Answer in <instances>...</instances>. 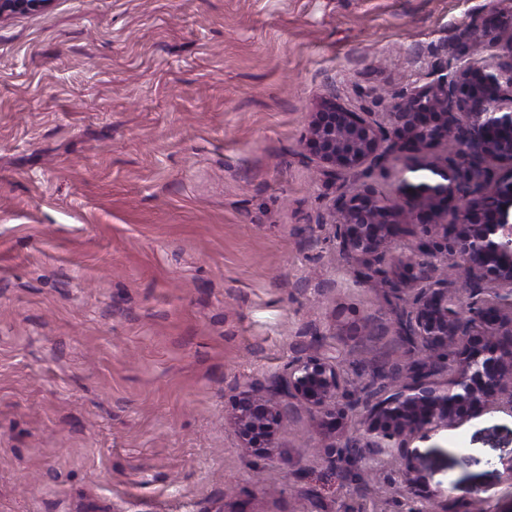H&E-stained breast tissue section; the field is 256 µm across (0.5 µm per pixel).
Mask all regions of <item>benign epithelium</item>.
<instances>
[{"instance_id": "benign-epithelium-1", "label": "benign epithelium", "mask_w": 512, "mask_h": 512, "mask_svg": "<svg viewBox=\"0 0 512 512\" xmlns=\"http://www.w3.org/2000/svg\"><path fill=\"white\" fill-rule=\"evenodd\" d=\"M53 0H0V22L43 11ZM489 52L478 56V50ZM434 65L391 94L388 125L351 109L334 90L310 112L305 147L324 174L357 177L394 153L415 155L428 178H403L390 198L358 185L332 207L339 253L374 272L398 301L395 316L407 358L377 370L360 395L348 389L337 357L318 351L288 362L269 384L247 386L233 405L242 447L270 456L288 409H302L340 448L348 471L388 455L407 497H437L413 447L472 413L512 408V11L493 4L472 15ZM452 140L453 157L429 152ZM412 240L410 250L398 243ZM483 296L466 317L461 291ZM456 484L430 512H477L483 489L459 496Z\"/></svg>"}]
</instances>
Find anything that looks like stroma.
<instances>
[{
  "label": "stroma",
  "instance_id": "stroma-1",
  "mask_svg": "<svg viewBox=\"0 0 512 512\" xmlns=\"http://www.w3.org/2000/svg\"><path fill=\"white\" fill-rule=\"evenodd\" d=\"M490 2L53 0L0 23V512H423L389 457L356 488L305 411L270 457L228 417L300 348L356 389L400 358L394 298L339 254L308 114L333 87L385 122ZM410 161L360 182L392 196ZM418 449L436 493L512 499V411Z\"/></svg>",
  "mask_w": 512,
  "mask_h": 512
}]
</instances>
